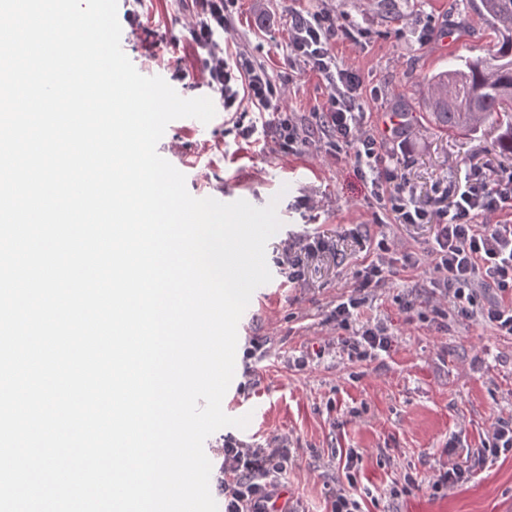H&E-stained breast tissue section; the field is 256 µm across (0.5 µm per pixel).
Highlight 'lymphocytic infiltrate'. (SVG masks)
Listing matches in <instances>:
<instances>
[{
  "label": "lymphocytic infiltrate",
  "instance_id": "1",
  "mask_svg": "<svg viewBox=\"0 0 512 512\" xmlns=\"http://www.w3.org/2000/svg\"><path fill=\"white\" fill-rule=\"evenodd\" d=\"M233 2L190 0L193 21L187 32L196 49L197 70L219 94L225 111H241L247 103L254 111L271 113L276 143L282 152H291L302 137L297 122L281 106L274 79L248 56L232 57L223 48ZM291 29L290 59L311 63L332 89L318 119L331 138L333 156L353 149L357 167L369 174L377 196L386 198L398 223L435 224L434 246L427 252L431 284L435 295L452 303L454 315L481 319L512 335V220L502 217L512 209V173L490 179L482 169H471L450 205L427 209L390 168L383 145L363 128V115L356 107L362 84L331 52L343 30L333 18L319 15L292 17ZM392 268V262L381 259L355 272L351 293L335 307L337 327L348 326ZM484 293L490 299L482 305L478 298ZM337 344L349 359L364 361L388 351L391 338L383 324L369 320L360 332L339 338ZM222 455L223 478L217 488L224 496V512H278L276 502L292 462L290 449L253 448L228 440ZM361 460L360 454L346 453L330 512H362L356 489Z\"/></svg>",
  "mask_w": 512,
  "mask_h": 512
}]
</instances>
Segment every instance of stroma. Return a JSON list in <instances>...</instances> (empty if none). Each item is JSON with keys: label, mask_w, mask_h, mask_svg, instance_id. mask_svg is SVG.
Wrapping results in <instances>:
<instances>
[{"label": "stroma", "mask_w": 512, "mask_h": 512, "mask_svg": "<svg viewBox=\"0 0 512 512\" xmlns=\"http://www.w3.org/2000/svg\"><path fill=\"white\" fill-rule=\"evenodd\" d=\"M189 8V0H118L121 47L142 75L162 73L181 97H208L199 76L177 75L194 61L183 28ZM231 12V48L269 70L308 143L283 153L265 126L246 140L219 113L206 124L169 123L157 145L192 196L256 207L273 202L282 222L266 245L274 285L253 292L239 320L235 373L222 402L228 416L251 420L206 439L213 468L221 466L217 439L254 448L284 442L294 456L284 484L289 500L301 512H328L339 456L354 450L363 457V512H512V455L477 458L491 424L512 418V335L437 313L427 267L401 266L350 322L355 330L379 321L393 338L391 349L356 362L336 347L342 332L331 313L354 272L377 259L378 241L394 258L420 254L433 246L435 226L395 223L353 156L328 153L315 114L327 104L329 85L308 64L288 61L291 17L333 16L346 37L332 52L360 78L367 125L392 150L415 197L446 205L470 168L494 173L512 169V159L493 149L495 124L471 136L429 125L415 85L485 55L488 29L462 0H237ZM316 234L328 238L329 249L305 260L300 280L289 283L281 268L285 250H300ZM408 300L415 303L410 313L403 308ZM466 459L476 463L470 482L432 488L439 468ZM407 473L418 488L391 496Z\"/></svg>", "instance_id": "1"}]
</instances>
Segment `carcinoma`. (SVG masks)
Returning a JSON list of instances; mask_svg holds the SVG:
<instances>
[{"mask_svg":"<svg viewBox=\"0 0 512 512\" xmlns=\"http://www.w3.org/2000/svg\"><path fill=\"white\" fill-rule=\"evenodd\" d=\"M477 10L495 34L488 56L428 76L423 107L429 123L448 132L474 133L497 122L494 150L512 157V0H480Z\"/></svg>","mask_w":512,"mask_h":512,"instance_id":"obj_1","label":"carcinoma"}]
</instances>
